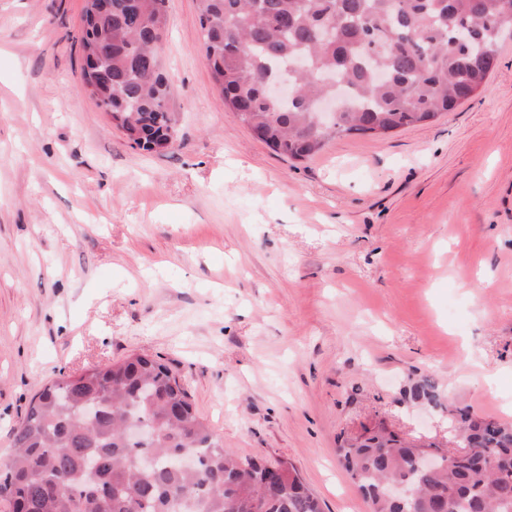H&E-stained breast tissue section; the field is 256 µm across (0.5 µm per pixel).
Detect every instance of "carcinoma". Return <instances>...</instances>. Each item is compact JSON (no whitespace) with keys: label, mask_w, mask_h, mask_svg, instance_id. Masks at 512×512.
Instances as JSON below:
<instances>
[{"label":"carcinoma","mask_w":512,"mask_h":512,"mask_svg":"<svg viewBox=\"0 0 512 512\" xmlns=\"http://www.w3.org/2000/svg\"><path fill=\"white\" fill-rule=\"evenodd\" d=\"M211 78L224 103L275 152L294 161L331 139L382 136L424 124L471 99L486 83L503 40L512 39V0H198ZM165 0H85V68L110 74L94 97L135 128L153 153L175 129L171 89L157 43ZM285 100L267 86L295 60ZM343 91L334 121L321 104ZM412 401L444 406L435 383ZM469 452L427 464L424 451L384 425L336 453L368 512H512V424L458 411ZM141 424L153 436L127 434ZM0 466L7 512H322L288 462L243 458L222 446L160 357L136 354L62 375L31 400ZM195 466L176 464L184 453Z\"/></svg>","instance_id":"obj_1"}]
</instances>
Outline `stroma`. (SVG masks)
I'll use <instances>...</instances> for the list:
<instances>
[{"mask_svg":"<svg viewBox=\"0 0 512 512\" xmlns=\"http://www.w3.org/2000/svg\"><path fill=\"white\" fill-rule=\"evenodd\" d=\"M83 7L0 0V462L46 383L137 353L324 512H368L341 440L512 424V40L447 114L297 162L225 106L197 0H167L178 142L149 154L85 89ZM422 379L444 408L409 400Z\"/></svg>","mask_w":512,"mask_h":512,"instance_id":"obj_1","label":"stroma"}]
</instances>
